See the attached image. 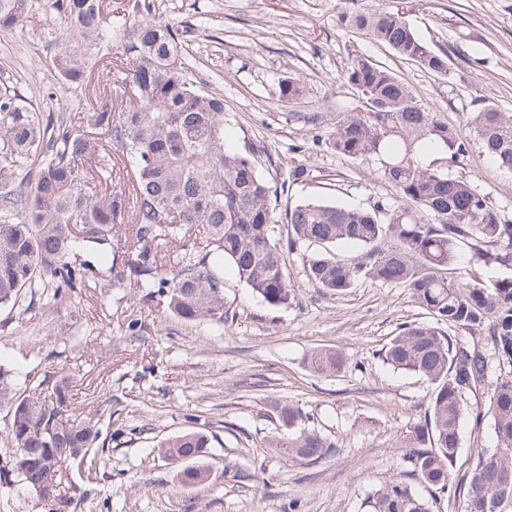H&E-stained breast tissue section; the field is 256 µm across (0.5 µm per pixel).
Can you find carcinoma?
Returning <instances> with one entry per match:
<instances>
[{
    "label": "carcinoma",
    "mask_w": 512,
    "mask_h": 512,
    "mask_svg": "<svg viewBox=\"0 0 512 512\" xmlns=\"http://www.w3.org/2000/svg\"><path fill=\"white\" fill-rule=\"evenodd\" d=\"M36 4L0 0V31L25 22ZM54 6L66 29L51 63L74 100L86 95L96 68L120 81L108 85L111 103L78 122L65 112L44 117L15 88L0 85V306L16 304L25 290L45 309L67 301L86 277L79 252L105 254L122 234L121 260L110 267L113 287L129 280L157 288L181 320L222 323L224 264L278 306L292 292L283 253L316 246L306 259L315 285L332 292L359 281L394 285L430 315L429 322L400 326L382 355L432 386L424 419L408 431V475L463 497L464 512H502L512 502V212L495 206L474 181L418 160L437 147L453 162L469 152L470 139L416 100L390 69L356 54L344 79L362 95L361 105L336 115L329 144L348 159L375 161L394 197L370 209L302 201L281 218L278 192L305 181L308 169L281 167L270 178L256 151L224 146V97L194 80L177 27L156 19L146 0H128L119 23L106 0ZM342 22L434 76L448 73L447 55L421 43L398 10L352 11ZM278 91L295 103L305 86L289 76ZM467 125L482 152L512 173V115L487 104ZM340 243L361 252L340 258L333 251ZM309 364L336 374L347 358L320 349ZM14 382L15 372L0 363V405L12 413L15 445L65 454V465L92 475L99 419L77 411L64 381L48 399L35 391L21 397ZM485 389L486 408H470L467 395ZM272 409L286 430L274 447L288 457L315 463L337 447L308 428L293 404ZM469 418L477 427L490 420L495 446L469 456L456 480L460 428ZM161 448L183 464L181 488L208 480V434L184 433ZM65 473L48 477L35 466L25 475L0 471V488L18 480L48 512H59L68 505ZM363 508L432 512L403 475L387 479Z\"/></svg>",
    "instance_id": "carcinoma-1"
}]
</instances>
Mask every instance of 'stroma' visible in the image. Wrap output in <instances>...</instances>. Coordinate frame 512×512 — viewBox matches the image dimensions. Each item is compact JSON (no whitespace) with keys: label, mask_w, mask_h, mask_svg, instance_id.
Returning a JSON list of instances; mask_svg holds the SVG:
<instances>
[{"label":"stroma","mask_w":512,"mask_h":512,"mask_svg":"<svg viewBox=\"0 0 512 512\" xmlns=\"http://www.w3.org/2000/svg\"><path fill=\"white\" fill-rule=\"evenodd\" d=\"M157 16L183 31L182 56L198 81L224 96V141L265 149L266 175L301 165L280 209L304 200L367 208L391 198L374 164L329 145L336 113L355 107L343 80L352 55L370 56L406 83L449 124L465 127L486 104L512 114V0H151ZM401 10L418 38L448 55L433 76L341 22L342 13ZM62 27L52 0L17 29L0 32V76L42 114L68 94L49 63ZM301 78L305 96L281 102V78ZM423 164L474 180L492 202L512 210V174L471 144L452 165L429 151ZM306 249L284 256L295 297L272 307L224 271L223 323L185 322L165 296L107 286L108 265L94 260L86 286L53 312L0 308V361L24 395L69 377L76 407L100 420L99 473L68 471L64 512H363L385 480L406 469V435L423 419L431 387L383 363L400 325L427 316L404 289L370 281L331 293L308 280ZM136 326L118 328L122 317ZM334 348L348 359L338 374L314 372L310 353ZM298 406L338 449L307 464L268 447L280 436L270 402ZM191 431L212 439L210 479L179 490V467L160 443Z\"/></svg>","instance_id":"1"}]
</instances>
